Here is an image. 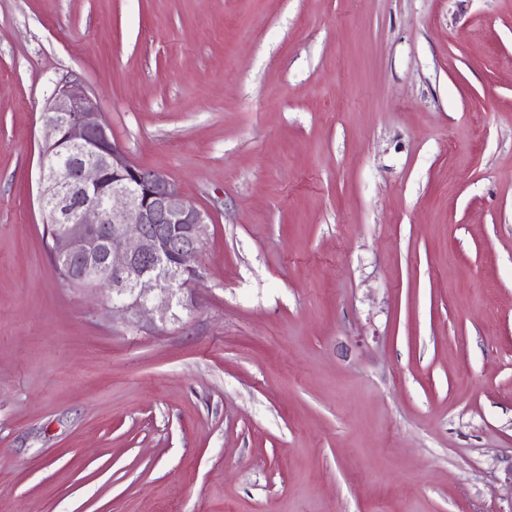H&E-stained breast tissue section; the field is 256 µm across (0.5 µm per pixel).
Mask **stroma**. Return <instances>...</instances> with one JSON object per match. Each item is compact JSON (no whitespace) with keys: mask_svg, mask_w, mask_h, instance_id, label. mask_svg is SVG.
Listing matches in <instances>:
<instances>
[{"mask_svg":"<svg viewBox=\"0 0 512 512\" xmlns=\"http://www.w3.org/2000/svg\"><path fill=\"white\" fill-rule=\"evenodd\" d=\"M211 218L165 322L42 237L59 81ZM512 0H0V512H512Z\"/></svg>","mask_w":512,"mask_h":512,"instance_id":"stroma-1","label":"stroma"}]
</instances>
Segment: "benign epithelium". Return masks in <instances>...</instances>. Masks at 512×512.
Segmentation results:
<instances>
[{
  "instance_id": "7a95c632",
  "label": "benign epithelium",
  "mask_w": 512,
  "mask_h": 512,
  "mask_svg": "<svg viewBox=\"0 0 512 512\" xmlns=\"http://www.w3.org/2000/svg\"><path fill=\"white\" fill-rule=\"evenodd\" d=\"M42 123L41 159L61 144L71 152L64 169L42 168L40 204L58 225L52 256L75 283L106 275L130 319L151 313L165 321L176 291L199 278L193 261L208 238V215L165 174L128 158L79 79L58 84ZM109 173L112 189L100 203L94 195Z\"/></svg>"
}]
</instances>
